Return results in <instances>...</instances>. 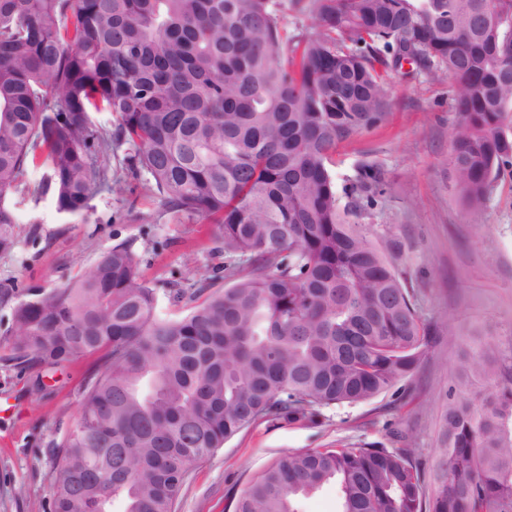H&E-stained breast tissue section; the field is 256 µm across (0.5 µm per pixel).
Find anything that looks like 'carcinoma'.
<instances>
[{"mask_svg":"<svg viewBox=\"0 0 512 512\" xmlns=\"http://www.w3.org/2000/svg\"><path fill=\"white\" fill-rule=\"evenodd\" d=\"M290 6L319 34L288 35ZM405 63L455 82L451 164L477 222L512 166V0H0V250L15 242L10 193L51 191L71 215L97 189L122 194L116 140L168 211L216 219L229 283H172L189 310L163 316L118 244L13 306L19 363L100 355L53 443L51 512H112L117 497L174 512L191 467L257 420L311 419L413 375L437 331L348 222L327 168L340 140L382 121ZM38 162L48 176L31 188ZM378 188L365 169L345 194ZM454 371L468 393L448 394L432 473L410 448L293 451L234 512H299L329 483L340 512H512V344H475Z\"/></svg>","mask_w":512,"mask_h":512,"instance_id":"1","label":"carcinoma"}]
</instances>
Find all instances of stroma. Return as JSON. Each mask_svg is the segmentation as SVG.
Segmentation results:
<instances>
[{"mask_svg": "<svg viewBox=\"0 0 512 512\" xmlns=\"http://www.w3.org/2000/svg\"><path fill=\"white\" fill-rule=\"evenodd\" d=\"M387 115L377 127L338 143L329 159L337 188L366 167L378 171L382 192L351 223L368 240L390 244L392 258L421 315L444 327L454 320L461 338L492 337L512 343V168L501 171L481 222H471L455 190L451 139L459 123L453 80L435 82L426 72L389 76ZM126 146H113L110 166L124 194L96 192L80 215L57 210L52 194L14 193L7 202L17 220L15 244L0 250V292L14 301L33 288H60L89 272L118 243L130 245L142 282L154 288L158 311L185 314L167 303V283L194 290L201 276L224 263L217 225L181 219L146 189L145 173L126 169ZM14 339L11 304L0 303V512H50L55 457L52 444L79 417L91 357L64 368L6 367ZM457 341L440 340L395 398L384 393L362 403L324 409L314 421L269 417L226 441L194 464L176 512H233L240 493L290 451L309 448H399L429 471L439 455L440 416L453 384Z\"/></svg>", "mask_w": 512, "mask_h": 512, "instance_id": "stroma-1", "label": "stroma"}]
</instances>
